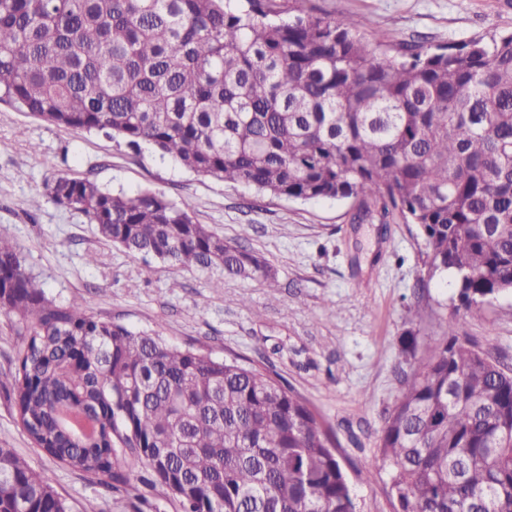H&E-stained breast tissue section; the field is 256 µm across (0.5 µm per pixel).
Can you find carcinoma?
<instances>
[{"label":"carcinoma","instance_id":"obj_1","mask_svg":"<svg viewBox=\"0 0 512 512\" xmlns=\"http://www.w3.org/2000/svg\"><path fill=\"white\" fill-rule=\"evenodd\" d=\"M312 0H0V103L152 146L200 175L354 219L415 224L429 271L471 311L512 293V33L404 46ZM56 204L127 253L231 277L257 253L189 202L59 176ZM0 312L23 337L17 419L46 454L108 476L135 512H355L332 434L290 387L49 297L0 238ZM466 319L413 356L378 454L395 512H512V373ZM68 512L51 479L0 448V512Z\"/></svg>","mask_w":512,"mask_h":512}]
</instances>
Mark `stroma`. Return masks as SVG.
Here are the masks:
<instances>
[{"instance_id": "stroma-1", "label": "stroma", "mask_w": 512, "mask_h": 512, "mask_svg": "<svg viewBox=\"0 0 512 512\" xmlns=\"http://www.w3.org/2000/svg\"><path fill=\"white\" fill-rule=\"evenodd\" d=\"M333 16L366 18L397 44L445 45L512 30V0H313ZM88 177L111 191L149 188L190 201L198 223L266 259L274 279L225 277L142 259L106 244L81 214L56 205L46 182ZM39 206H32V199ZM350 200L260 196L199 176L149 146L134 150L0 105V237L12 239L59 302L82 299L98 318L157 332L172 345L238 356L292 387L334 434L356 512H394L378 440L401 392L409 337L440 338L459 306L455 280L429 276L413 224L353 223ZM476 347L512 372V293L467 317ZM48 474L69 512H133L101 481L33 448L0 384V448ZM373 470L370 481L361 471Z\"/></svg>"}]
</instances>
